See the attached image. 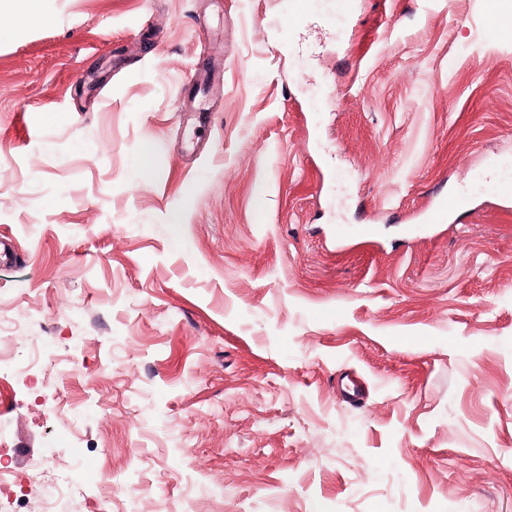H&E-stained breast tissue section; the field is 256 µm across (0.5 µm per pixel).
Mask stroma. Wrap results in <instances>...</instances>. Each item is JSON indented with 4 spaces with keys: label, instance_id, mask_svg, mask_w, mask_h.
Masks as SVG:
<instances>
[{
    "label": "stroma",
    "instance_id": "stroma-1",
    "mask_svg": "<svg viewBox=\"0 0 512 512\" xmlns=\"http://www.w3.org/2000/svg\"><path fill=\"white\" fill-rule=\"evenodd\" d=\"M485 2L0 12V305L17 354L78 363L51 409L0 375L17 472L79 455L70 512H512V40Z\"/></svg>",
    "mask_w": 512,
    "mask_h": 512
}]
</instances>
